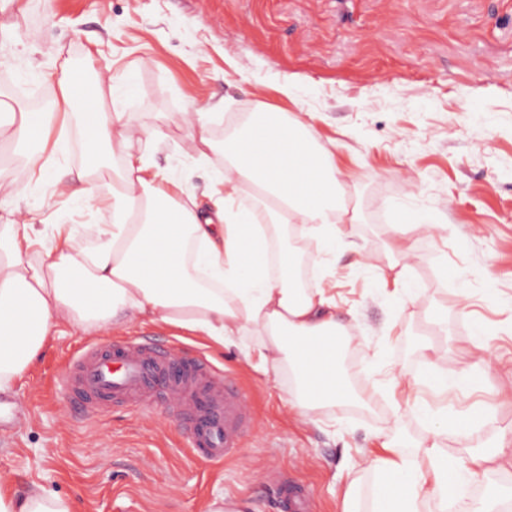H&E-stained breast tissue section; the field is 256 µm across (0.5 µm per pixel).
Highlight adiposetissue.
I'll use <instances>...</instances> for the list:
<instances>
[{
  "instance_id": "adipose-tissue-1",
  "label": "adipose tissue",
  "mask_w": 512,
  "mask_h": 512,
  "mask_svg": "<svg viewBox=\"0 0 512 512\" xmlns=\"http://www.w3.org/2000/svg\"><path fill=\"white\" fill-rule=\"evenodd\" d=\"M60 92L58 112H21L0 139L27 146L25 164L11 184L24 193L44 173L53 126L69 129L83 145L78 164L43 181L45 193L78 210L111 208L108 224H60L44 236L19 209L0 221V391L35 360L48 337L70 328L85 333L115 330L146 319L207 338L216 346L245 336L258 340L261 365L288 364L296 376L294 407L306 418L351 400L341 368L353 340L351 325L338 320L326 288H305L295 274L272 279V230L303 224L335 253L338 224L357 219L336 154L318 143L307 125L284 112H257L243 131L215 139L206 113L184 120L185 136L199 161L220 156L214 209L198 210L193 197L171 192L133 145L164 138L111 111L105 92L114 77L87 82L70 64L48 75ZM112 176V196L94 187ZM253 191L251 207L239 198ZM90 233L95 244L78 241ZM439 431L421 437L413 457L360 458L340 493L339 512H360L362 473L375 480L369 512H422L426 500L455 512H487L467 495L486 464L512 462V430L504 429L492 452L449 457ZM0 512H73V505L46 486L24 493L0 483Z\"/></svg>"
}]
</instances>
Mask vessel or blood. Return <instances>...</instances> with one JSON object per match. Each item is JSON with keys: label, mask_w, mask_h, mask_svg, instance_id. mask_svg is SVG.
<instances>
[{"label": "vessel or blood", "mask_w": 512, "mask_h": 512, "mask_svg": "<svg viewBox=\"0 0 512 512\" xmlns=\"http://www.w3.org/2000/svg\"><path fill=\"white\" fill-rule=\"evenodd\" d=\"M77 384L87 395L112 400L136 412L148 410L154 391L187 414L192 447L210 462L236 454L252 427L245 391L228 384L206 358L158 351L149 340L87 346L77 361ZM288 512H309L308 490L284 481L279 490Z\"/></svg>", "instance_id": "vessel-or-blood-1"}]
</instances>
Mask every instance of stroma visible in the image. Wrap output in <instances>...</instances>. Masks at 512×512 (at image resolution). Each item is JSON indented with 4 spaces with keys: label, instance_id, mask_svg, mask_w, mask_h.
Segmentation results:
<instances>
[{
    "label": "stroma",
    "instance_id": "obj_1",
    "mask_svg": "<svg viewBox=\"0 0 512 512\" xmlns=\"http://www.w3.org/2000/svg\"><path fill=\"white\" fill-rule=\"evenodd\" d=\"M65 61L126 74L114 106L144 127L164 123L166 139L146 147L153 167L204 209L213 171L185 139V113H217L219 136L265 105L303 116L321 144L335 145L359 222L342 225L333 256L299 227L286 235L310 252L312 282L330 288L352 324L344 369L371 402L307 421L290 407L288 368L246 358L251 337L219 350L168 325L134 321L109 333L205 355L246 391L252 429L216 465L193 451L164 403L139 414L105 403L85 419L72 372L101 335L69 329L7 392L14 416L0 426V477L14 491L43 484L75 512H207L223 497L242 512H281L287 477L310 488L311 512H337L355 460L389 438L411 454L431 431L410 415L414 403L443 418L488 410L468 439L484 452L512 428V0H0V92L46 109L57 91L44 75ZM24 200L42 202L49 223L87 221L35 183L22 199L1 193L0 213ZM403 214L438 226L409 237L410 293L380 282ZM438 307L446 326L432 318ZM475 321L497 356L487 371L472 366ZM431 344L449 382L467 378L463 389L443 396L422 382ZM469 490L497 507L512 498V465L495 464Z\"/></svg>",
    "mask_w": 512,
    "mask_h": 512
}]
</instances>
